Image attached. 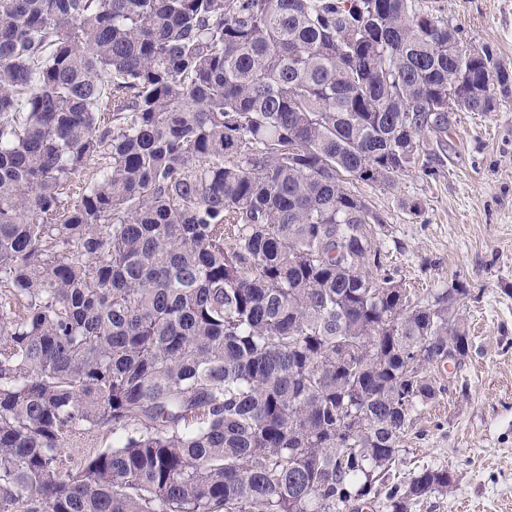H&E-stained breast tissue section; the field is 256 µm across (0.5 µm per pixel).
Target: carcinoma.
Returning <instances> with one entry per match:
<instances>
[{"instance_id":"1","label":"carcinoma","mask_w":512,"mask_h":512,"mask_svg":"<svg viewBox=\"0 0 512 512\" xmlns=\"http://www.w3.org/2000/svg\"><path fill=\"white\" fill-rule=\"evenodd\" d=\"M463 49L419 0H0V512L446 492L385 480L470 289L403 288L353 187L436 175L460 68L495 109ZM86 444H93L94 448H65L64 462H72L78 460L84 453L89 450H96L101 448H110L113 444L112 432L107 429H100L91 434Z\"/></svg>"}]
</instances>
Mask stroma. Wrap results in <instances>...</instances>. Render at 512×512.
Returning <instances> with one entry per match:
<instances>
[{
  "instance_id": "stroma-1",
  "label": "stroma",
  "mask_w": 512,
  "mask_h": 512,
  "mask_svg": "<svg viewBox=\"0 0 512 512\" xmlns=\"http://www.w3.org/2000/svg\"><path fill=\"white\" fill-rule=\"evenodd\" d=\"M461 26L468 44L491 47L512 73V0H420ZM491 112H453L445 144L430 143L437 174L401 176L395 187L356 183L383 219L369 225L396 280L428 293L460 280L472 348L447 391L414 419L390 475L422 467L453 474L447 493L409 512H512V91ZM421 207L411 214L409 204Z\"/></svg>"
}]
</instances>
